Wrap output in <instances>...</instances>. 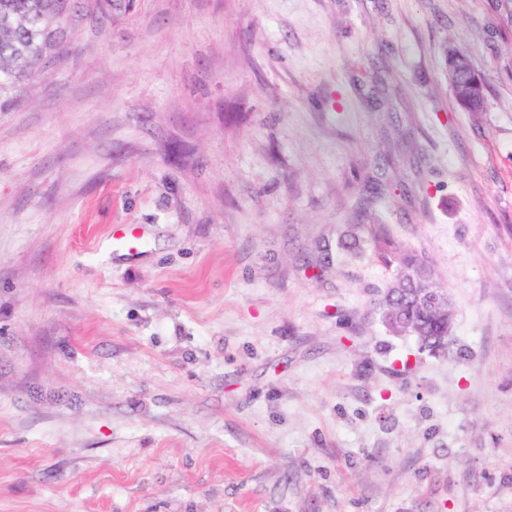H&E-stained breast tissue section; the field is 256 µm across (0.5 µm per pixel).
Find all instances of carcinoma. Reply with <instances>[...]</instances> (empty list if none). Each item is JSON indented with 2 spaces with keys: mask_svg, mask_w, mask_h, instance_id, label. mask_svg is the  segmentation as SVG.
I'll use <instances>...</instances> for the list:
<instances>
[{
  "mask_svg": "<svg viewBox=\"0 0 512 512\" xmlns=\"http://www.w3.org/2000/svg\"><path fill=\"white\" fill-rule=\"evenodd\" d=\"M67 0H0V90L9 91L38 73L48 52L63 44L59 20ZM370 241L386 261H396L390 284L377 300L381 320L394 336L414 337L420 351L453 354L448 304L427 300L433 281L427 261L388 241L382 227L354 224L339 235L337 246L355 254Z\"/></svg>",
  "mask_w": 512,
  "mask_h": 512,
  "instance_id": "obj_1",
  "label": "carcinoma"
}]
</instances>
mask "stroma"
Instances as JSON below:
<instances>
[{"mask_svg": "<svg viewBox=\"0 0 512 512\" xmlns=\"http://www.w3.org/2000/svg\"><path fill=\"white\" fill-rule=\"evenodd\" d=\"M63 26L0 112V512H512V0ZM348 224L427 260L453 357L387 331ZM455 74L460 77L456 84L458 93L467 100L479 98L483 94V84L479 78V73L475 69L470 54L467 52L460 53L456 57ZM455 102L466 112L483 111L486 99V91L482 98L463 104L459 94L455 89L451 90Z\"/></svg>", "mask_w": 512, "mask_h": 512, "instance_id": "obj_1", "label": "stroma"}]
</instances>
